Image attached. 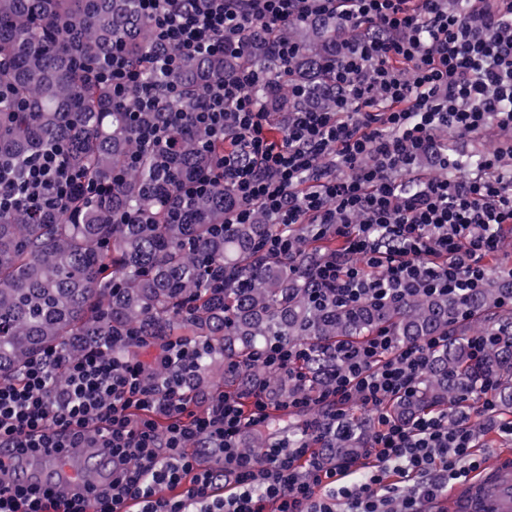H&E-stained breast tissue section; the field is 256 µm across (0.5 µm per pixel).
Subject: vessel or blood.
Returning a JSON list of instances; mask_svg holds the SVG:
<instances>
[{
	"instance_id": "b4317fda",
	"label": "vessel or blood",
	"mask_w": 512,
	"mask_h": 512,
	"mask_svg": "<svg viewBox=\"0 0 512 512\" xmlns=\"http://www.w3.org/2000/svg\"><path fill=\"white\" fill-rule=\"evenodd\" d=\"M100 478L112 473V459L100 449H91L84 459V469L76 473L59 466L55 461L45 462L38 472L17 470L15 479L59 487L64 481L82 483L87 471ZM449 512H512V466L504 460L491 458L486 464L462 481L451 484L448 492Z\"/></svg>"
}]
</instances>
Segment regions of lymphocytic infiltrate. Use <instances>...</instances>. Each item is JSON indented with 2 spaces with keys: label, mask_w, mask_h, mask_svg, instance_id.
Instances as JSON below:
<instances>
[{
  "label": "lymphocytic infiltrate",
  "mask_w": 512,
  "mask_h": 512,
  "mask_svg": "<svg viewBox=\"0 0 512 512\" xmlns=\"http://www.w3.org/2000/svg\"><path fill=\"white\" fill-rule=\"evenodd\" d=\"M139 0L165 47L164 71L190 57L241 49V31L332 17L336 99L288 115L282 139L269 135L273 114L253 90L249 70L210 87L192 112L168 126L142 127V140L170 143L171 128L189 124L223 142L210 175L187 186L197 194L230 187L232 224L263 214L278 230L268 252L291 254L303 224L342 239L341 250L315 268L316 301H391L419 289L467 294L485 287L504 228L512 226V0ZM131 118L162 96L129 68L122 43L93 71ZM508 133L476 166L448 152L447 136H472L489 124ZM63 144L33 158L14 180L0 182V203L23 201L36 214L46 195L64 197L81 179L61 162ZM439 174L410 179L421 158ZM430 336L403 344L388 329L360 346L335 351L324 389L301 370L314 347L272 344L261 365L285 371L296 392L272 405L265 390L218 394L201 412L186 392L200 349L189 338L157 340L147 362L104 342L77 357L52 352L28 363L19 382L0 385V470L76 448H100L112 475L100 483L56 490L0 481V512H422L450 484L480 467L470 424L447 411L407 421L391 400L416 389L434 351ZM302 417V436L272 438L247 450V433L266 427L273 408ZM371 418L358 457L327 461L320 445L349 431L354 410ZM177 489L172 498L159 487Z\"/></svg>",
  "instance_id": "obj_1"
}]
</instances>
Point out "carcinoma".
Listing matches in <instances>:
<instances>
[{"label": "carcinoma", "mask_w": 512, "mask_h": 512, "mask_svg": "<svg viewBox=\"0 0 512 512\" xmlns=\"http://www.w3.org/2000/svg\"><path fill=\"white\" fill-rule=\"evenodd\" d=\"M276 38L291 39L299 55L276 58ZM126 43L135 68L178 95L163 100L145 121L162 124L167 113L187 111L210 85L244 68H260L267 87L257 94L272 112H288V85L305 88L311 102L333 104L329 76L336 57V21L288 25L268 38L246 35L240 55L199 56L172 73L150 70L156 53L150 23L138 0H0V179L18 177L37 153L57 142L67 145L63 162L95 185L50 203L33 220L21 207L0 209V382L19 379L30 360L47 351L78 354L108 336H119V354L133 351L126 337H190L204 345L199 370L190 380L198 391L210 368L224 362V391L265 389L273 403L288 400V376L259 365L258 351L277 341L313 345L319 356L304 366L319 386L333 366L336 343L358 346L378 328L401 343L451 334L456 340L437 351L418 389L391 402L390 413L405 420L424 411L456 409L475 400L482 383L496 382V397L512 413V346L491 348L471 358L458 329L502 312L512 287L489 281L476 293L427 295L415 292L392 303L363 301L316 306L309 299L311 271L335 250L334 240L303 238L292 256L265 250L272 232L262 214L253 224H226L233 199L224 184L184 200L181 183L206 171L214 150L199 129L176 132V149L144 145L112 91L91 80L86 66L101 60L112 43ZM139 163L118 176L131 155ZM130 212L134 220L117 224ZM224 269V288L209 287V273ZM365 431L331 442L335 456H353Z\"/></svg>", "instance_id": "cac0c4a2"}]
</instances>
